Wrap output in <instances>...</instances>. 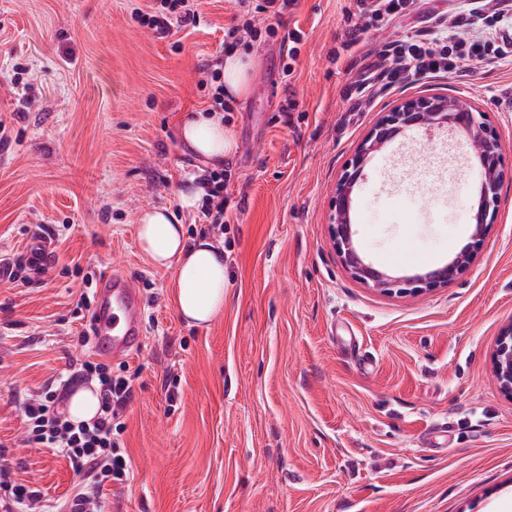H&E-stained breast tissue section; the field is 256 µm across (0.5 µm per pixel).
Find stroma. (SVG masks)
<instances>
[{
	"label": "stroma",
	"instance_id": "stroma-1",
	"mask_svg": "<svg viewBox=\"0 0 512 512\" xmlns=\"http://www.w3.org/2000/svg\"><path fill=\"white\" fill-rule=\"evenodd\" d=\"M200 3L199 27L160 40L134 18L146 0H0V257L54 235L40 283L20 266L0 279V467L46 505L77 486L58 449L28 444L24 406L92 355L79 341L81 295L116 268L141 290L144 336L127 359L131 475L101 490L103 512H502L512 396L493 355L512 324V179L474 262L432 291L354 280L330 239L329 204L363 137L407 96L486 112L512 169V109L500 103L512 62L489 56L465 77L381 86L386 47L454 26L465 0H415L349 51L340 43L355 0H298L271 34L259 19L239 42L256 78L224 115L237 142L218 168L231 221L213 231L179 205L203 164L179 127L209 108L203 69L246 14L235 0ZM17 64L28 91L11 84ZM445 141L436 151L406 132L357 185V248L394 275L448 263L470 241L480 171L463 139ZM150 207L224 249V309L205 327L180 320L175 270L154 268L138 246Z\"/></svg>",
	"mask_w": 512,
	"mask_h": 512
}]
</instances>
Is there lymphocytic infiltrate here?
<instances>
[{"label":"lymphocytic infiltrate","instance_id":"1","mask_svg":"<svg viewBox=\"0 0 512 512\" xmlns=\"http://www.w3.org/2000/svg\"><path fill=\"white\" fill-rule=\"evenodd\" d=\"M413 0H358V23L349 25L342 42L351 49L368 31L369 24L387 22L410 11ZM141 26L160 37L173 29L197 27L202 21L198 0H152L137 11ZM458 26L468 30L465 38L433 40L415 36L401 41L391 52L385 79L400 84L409 78L440 76L459 72L462 67L492 54L512 58V0H494L460 14ZM96 379L100 413L87 422L73 423L62 407V388L83 380ZM133 394L127 376L113 374L109 365L86 361L80 369L61 380L59 388L47 389L24 408L29 443L56 448L65 455L81 478L76 492L58 505L59 512H98L101 489L121 485L129 479L130 466L120 451V417Z\"/></svg>","mask_w":512,"mask_h":512}]
</instances>
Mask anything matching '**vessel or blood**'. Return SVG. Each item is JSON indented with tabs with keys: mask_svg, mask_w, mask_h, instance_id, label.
Returning <instances> with one entry per match:
<instances>
[{
	"mask_svg": "<svg viewBox=\"0 0 512 512\" xmlns=\"http://www.w3.org/2000/svg\"><path fill=\"white\" fill-rule=\"evenodd\" d=\"M33 278H40L51 260V246L41 236L30 239L21 254ZM144 313L138 287L124 274L115 272L101 278L89 319L96 353L107 359L134 354L142 345Z\"/></svg>",
	"mask_w": 512,
	"mask_h": 512,
	"instance_id": "b4317fda",
	"label": "vessel or blood"
}]
</instances>
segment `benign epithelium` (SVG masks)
Wrapping results in <instances>:
<instances>
[{"label": "benign epithelium", "instance_id": "benign-epithelium-1", "mask_svg": "<svg viewBox=\"0 0 512 512\" xmlns=\"http://www.w3.org/2000/svg\"><path fill=\"white\" fill-rule=\"evenodd\" d=\"M448 130L465 137L482 169V179L470 205L472 243L448 263L411 276L395 277L365 261L353 240L352 195L372 154L409 130ZM508 174L496 133L483 115L464 99L448 96H409L384 113L359 144L354 157L336 183L332 197L331 236L350 275L369 288L382 291L434 290L453 281L469 264L486 225L495 219L499 192ZM494 374L502 391L512 395V325L501 334L494 357Z\"/></svg>", "mask_w": 512, "mask_h": 512}]
</instances>
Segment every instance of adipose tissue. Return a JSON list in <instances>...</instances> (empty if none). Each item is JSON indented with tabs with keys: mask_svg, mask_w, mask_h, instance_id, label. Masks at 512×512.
<instances>
[{
	"mask_svg": "<svg viewBox=\"0 0 512 512\" xmlns=\"http://www.w3.org/2000/svg\"><path fill=\"white\" fill-rule=\"evenodd\" d=\"M253 60L239 50L224 58V96L238 100L250 89ZM180 137L195 154L212 164L222 163L236 148V138L223 117L201 111L184 119ZM138 242L156 268L175 269L173 301L180 317L204 326L224 308L227 278L224 252L210 240H189L183 224L164 208L144 210L139 217Z\"/></svg>",
	"mask_w": 512,
	"mask_h": 512,
	"instance_id": "1",
	"label": "adipose tissue"
}]
</instances>
